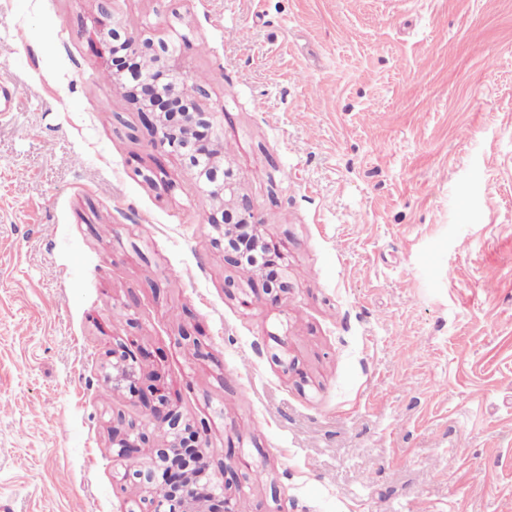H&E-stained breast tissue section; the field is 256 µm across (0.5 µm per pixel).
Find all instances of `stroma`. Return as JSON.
<instances>
[{
    "label": "stroma",
    "mask_w": 512,
    "mask_h": 512,
    "mask_svg": "<svg viewBox=\"0 0 512 512\" xmlns=\"http://www.w3.org/2000/svg\"><path fill=\"white\" fill-rule=\"evenodd\" d=\"M100 21L174 45L286 291ZM0 81V512H142L160 387L247 512H512V0H0ZM136 371L133 363H129V355L122 351L112 353V385L119 387L123 381L131 378Z\"/></svg>",
    "instance_id": "1"
}]
</instances>
